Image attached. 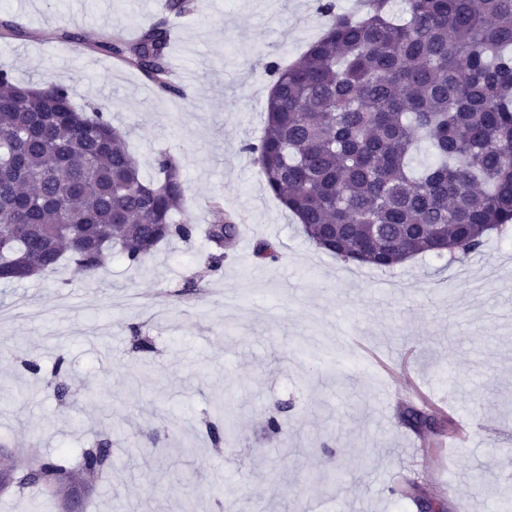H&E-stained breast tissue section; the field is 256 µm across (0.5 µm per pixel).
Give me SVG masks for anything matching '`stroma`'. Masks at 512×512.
<instances>
[{
  "label": "stroma",
  "mask_w": 512,
  "mask_h": 512,
  "mask_svg": "<svg viewBox=\"0 0 512 512\" xmlns=\"http://www.w3.org/2000/svg\"><path fill=\"white\" fill-rule=\"evenodd\" d=\"M0 65L20 82L69 85L125 132L144 176L158 152L180 158L179 222L191 242L163 244L137 268L121 256L91 279L67 267L0 281V471L43 453L112 440V468L77 502L35 490L0 494V512H418L395 475L444 497L448 512H499L512 500V231L491 233L463 264L417 256L391 270L343 263L310 244L267 191L247 143L259 137L273 78L322 33L315 0H190L170 61L189 87L159 90L98 42L131 38L155 17L131 0H34L0 17ZM81 36L75 44L62 32ZM241 220L223 270H206L210 206ZM281 262L255 261L257 243ZM154 350H130L131 327ZM71 368L57 402L28 361ZM444 399L449 424L427 443L400 421L413 384ZM231 412L237 436L215 448L204 423ZM287 414L279 435L267 420ZM473 434L446 464L440 443ZM158 433L152 448L147 433Z\"/></svg>",
  "instance_id": "stroma-1"
}]
</instances>
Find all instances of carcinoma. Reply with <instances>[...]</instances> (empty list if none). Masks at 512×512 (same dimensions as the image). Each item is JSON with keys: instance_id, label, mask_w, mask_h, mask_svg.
<instances>
[{"instance_id": "cac0c4a2", "label": "carcinoma", "mask_w": 512, "mask_h": 512, "mask_svg": "<svg viewBox=\"0 0 512 512\" xmlns=\"http://www.w3.org/2000/svg\"><path fill=\"white\" fill-rule=\"evenodd\" d=\"M363 2L353 14L317 0L323 34L299 61L269 65L265 128L245 149L325 253L380 269L426 253L460 261L512 224V0H405L400 18L390 0ZM97 48L175 91L166 22ZM73 96L69 85L34 87L0 70V281L50 274L63 261L72 275L92 277L116 250L137 268L160 244L196 233L175 220L186 189L180 159L160 152L157 176L145 178L124 134ZM422 144L432 160L417 170ZM213 214L207 270L216 273L239 228L224 207ZM254 256L274 263L278 252L264 241ZM153 349L133 330L131 352ZM25 367L58 402L69 400L65 356L46 371ZM400 419L426 436L443 429L415 407ZM206 431L217 448L235 436L227 421ZM111 465L104 438L75 456L48 453L0 471V492L42 487L69 498Z\"/></svg>"}]
</instances>
